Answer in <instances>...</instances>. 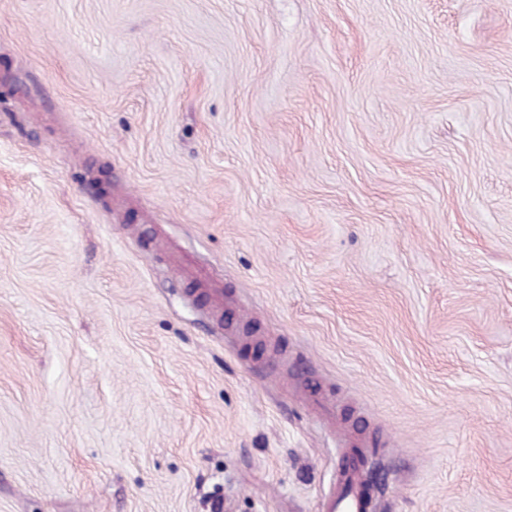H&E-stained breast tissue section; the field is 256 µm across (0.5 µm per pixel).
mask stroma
Segmentation results:
<instances>
[{"mask_svg":"<svg viewBox=\"0 0 512 512\" xmlns=\"http://www.w3.org/2000/svg\"><path fill=\"white\" fill-rule=\"evenodd\" d=\"M352 447L512 512V0H0V512H325Z\"/></svg>","mask_w":512,"mask_h":512,"instance_id":"stroma-1","label":"stroma"}]
</instances>
